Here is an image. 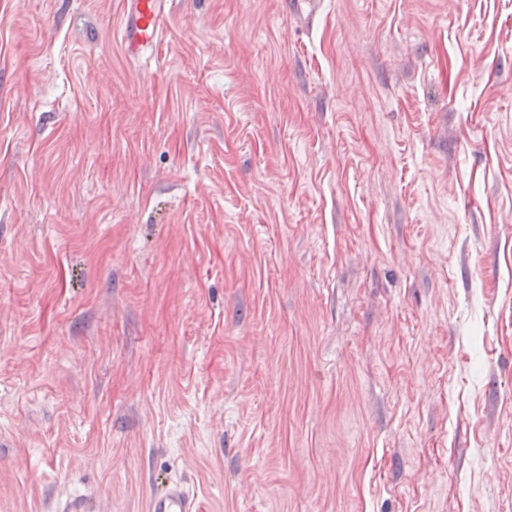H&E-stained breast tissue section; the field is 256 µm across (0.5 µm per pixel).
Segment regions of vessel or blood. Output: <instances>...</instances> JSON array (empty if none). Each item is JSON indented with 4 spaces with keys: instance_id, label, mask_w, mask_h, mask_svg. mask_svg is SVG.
I'll return each mask as SVG.
<instances>
[{
    "instance_id": "obj_1",
    "label": "vessel or blood",
    "mask_w": 512,
    "mask_h": 512,
    "mask_svg": "<svg viewBox=\"0 0 512 512\" xmlns=\"http://www.w3.org/2000/svg\"><path fill=\"white\" fill-rule=\"evenodd\" d=\"M124 17L119 36L129 57L153 50L163 35L162 22L167 0H123ZM147 512H198L194 496L182 484L174 483L153 492Z\"/></svg>"
}]
</instances>
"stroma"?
Wrapping results in <instances>:
<instances>
[{
    "label": "stroma",
    "mask_w": 512,
    "mask_h": 512,
    "mask_svg": "<svg viewBox=\"0 0 512 512\" xmlns=\"http://www.w3.org/2000/svg\"><path fill=\"white\" fill-rule=\"evenodd\" d=\"M0 0V512H512V0ZM168 0H123L119 36L130 59L152 51L161 41ZM148 512H197L194 496L180 483L153 492L147 501Z\"/></svg>",
    "instance_id": "1"
}]
</instances>
